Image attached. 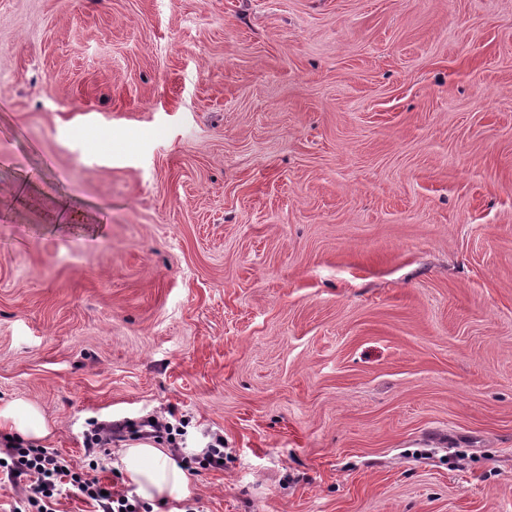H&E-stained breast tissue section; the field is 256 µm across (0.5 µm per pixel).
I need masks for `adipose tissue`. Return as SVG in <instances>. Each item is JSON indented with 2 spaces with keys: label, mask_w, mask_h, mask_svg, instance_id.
<instances>
[{
  "label": "adipose tissue",
  "mask_w": 512,
  "mask_h": 512,
  "mask_svg": "<svg viewBox=\"0 0 512 512\" xmlns=\"http://www.w3.org/2000/svg\"><path fill=\"white\" fill-rule=\"evenodd\" d=\"M0 433L9 436L13 444L35 446L49 441L53 430L38 407L12 400L0 404ZM114 454L128 495L145 502H180L189 497L190 478L168 449L154 443H125Z\"/></svg>",
  "instance_id": "adipose-tissue-1"
}]
</instances>
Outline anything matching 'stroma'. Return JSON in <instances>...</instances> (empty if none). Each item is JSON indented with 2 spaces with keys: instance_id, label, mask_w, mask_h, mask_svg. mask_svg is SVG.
<instances>
[{
  "instance_id": "obj_1",
  "label": "stroma",
  "mask_w": 512,
  "mask_h": 512,
  "mask_svg": "<svg viewBox=\"0 0 512 512\" xmlns=\"http://www.w3.org/2000/svg\"><path fill=\"white\" fill-rule=\"evenodd\" d=\"M13 399L117 493L223 437L183 512H512V0H0ZM112 455L129 496L145 502H180L190 496V478L170 457L168 448L154 443H124Z\"/></svg>"
}]
</instances>
